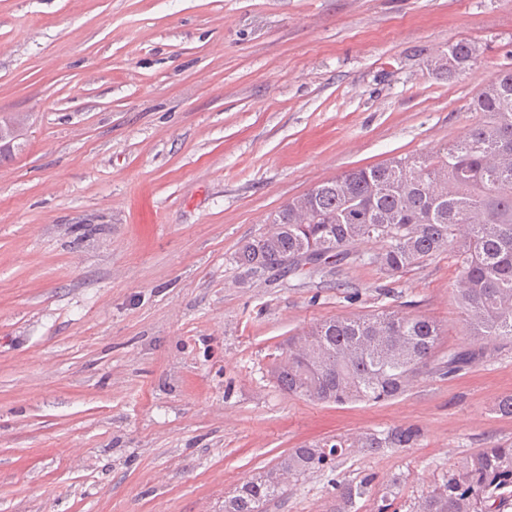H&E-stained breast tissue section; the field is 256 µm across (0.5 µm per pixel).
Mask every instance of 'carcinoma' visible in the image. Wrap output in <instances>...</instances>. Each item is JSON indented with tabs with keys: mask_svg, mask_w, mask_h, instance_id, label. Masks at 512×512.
Instances as JSON below:
<instances>
[{
	"mask_svg": "<svg viewBox=\"0 0 512 512\" xmlns=\"http://www.w3.org/2000/svg\"><path fill=\"white\" fill-rule=\"evenodd\" d=\"M448 51L450 74L476 59L467 41L449 44ZM473 106L484 120L453 146L350 169L292 199L271 219L274 230L239 248L236 263L255 276L327 267L352 256L394 276L450 250L460 270L456 292L467 335L491 344L512 341V163L489 162L496 153L512 154V69L495 72ZM369 242L379 248L357 250ZM440 336L435 321L409 312L338 316L289 338L271 375L289 394L313 402H383L405 392L432 363L447 377L478 356L450 352L435 362ZM421 437L417 427H393L294 448L225 497L224 512H262L283 489L282 474L297 480L312 470L333 472L353 448H411ZM372 483L370 475L336 483L334 512H352ZM398 486L399 479L390 481L376 512H391ZM510 509L512 443H497L459 458L409 512Z\"/></svg>",
	"mask_w": 512,
	"mask_h": 512,
	"instance_id": "carcinoma-1",
	"label": "carcinoma"
}]
</instances>
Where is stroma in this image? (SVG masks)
I'll use <instances>...</instances> for the list:
<instances>
[{"label": "stroma", "instance_id": "1", "mask_svg": "<svg viewBox=\"0 0 512 512\" xmlns=\"http://www.w3.org/2000/svg\"><path fill=\"white\" fill-rule=\"evenodd\" d=\"M465 39L476 60L435 64ZM512 68V0H0V512H224L302 445L416 426L286 482L264 512H332L399 478L406 512L462 456L512 442V342L466 335L444 252L392 278L348 259L245 276L234 257L315 184L437 150ZM390 308L438 353L381 403H313L270 370L311 323ZM476 356L475 351H448V360L438 362L434 367V371L442 377L455 375L457 372L462 371L468 364L472 363V361L476 359ZM373 477L364 475L359 480L337 482L336 508L333 512H353L356 500L362 499L372 490Z\"/></svg>", "mask_w": 512, "mask_h": 512}]
</instances>
